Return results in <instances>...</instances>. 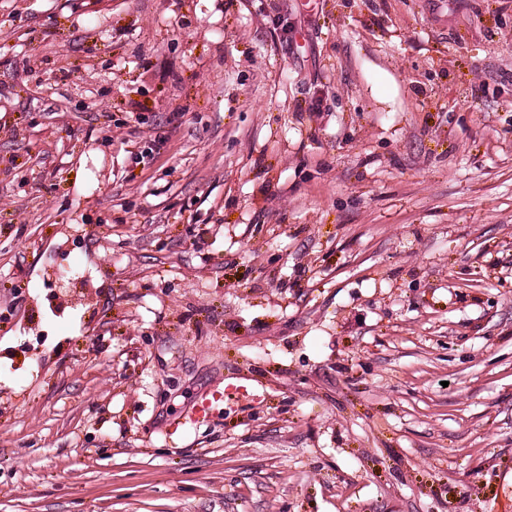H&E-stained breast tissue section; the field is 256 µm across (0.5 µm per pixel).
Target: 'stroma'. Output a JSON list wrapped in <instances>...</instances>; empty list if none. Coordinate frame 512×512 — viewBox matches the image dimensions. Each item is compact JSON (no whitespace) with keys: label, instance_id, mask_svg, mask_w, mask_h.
Wrapping results in <instances>:
<instances>
[{"label":"stroma","instance_id":"obj_1","mask_svg":"<svg viewBox=\"0 0 512 512\" xmlns=\"http://www.w3.org/2000/svg\"><path fill=\"white\" fill-rule=\"evenodd\" d=\"M0 512H512V0H0Z\"/></svg>","mask_w":512,"mask_h":512}]
</instances>
